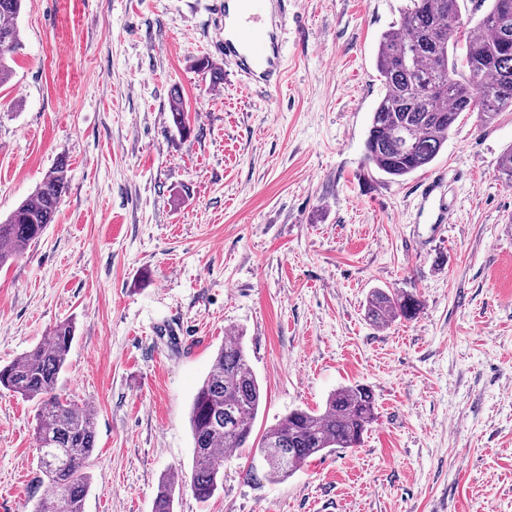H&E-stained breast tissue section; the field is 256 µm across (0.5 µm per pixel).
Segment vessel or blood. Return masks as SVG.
I'll use <instances>...</instances> for the list:
<instances>
[{"label": "vessel or blood", "instance_id": "1", "mask_svg": "<svg viewBox=\"0 0 512 512\" xmlns=\"http://www.w3.org/2000/svg\"><path fill=\"white\" fill-rule=\"evenodd\" d=\"M240 11H224L220 52L255 88H277L284 72L280 17L286 0H239Z\"/></svg>", "mask_w": 512, "mask_h": 512}]
</instances>
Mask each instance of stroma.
<instances>
[{
	"label": "stroma",
	"instance_id": "obj_1",
	"mask_svg": "<svg viewBox=\"0 0 512 512\" xmlns=\"http://www.w3.org/2000/svg\"><path fill=\"white\" fill-rule=\"evenodd\" d=\"M219 2L25 0L0 218L61 157L68 190L0 269V365L74 321L57 393L95 410L85 512H152L162 477L190 471V407L231 333L263 388L255 434L355 383L377 419L283 482L247 479L234 452L217 495L182 487L175 512H512V111L461 115L427 170L387 179L364 140L405 0H290L267 92L197 68L222 60ZM439 171L440 228L418 191ZM375 288L416 294L419 314L371 325ZM36 414L0 388V512H32Z\"/></svg>",
	"mask_w": 512,
	"mask_h": 512
}]
</instances>
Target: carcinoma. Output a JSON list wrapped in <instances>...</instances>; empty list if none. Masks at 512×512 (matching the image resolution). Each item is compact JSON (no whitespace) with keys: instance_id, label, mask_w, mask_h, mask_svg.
Returning <instances> with one entry per match:
<instances>
[{"instance_id":"carcinoma-1","label":"carcinoma","mask_w":512,"mask_h":512,"mask_svg":"<svg viewBox=\"0 0 512 512\" xmlns=\"http://www.w3.org/2000/svg\"><path fill=\"white\" fill-rule=\"evenodd\" d=\"M490 2L473 20L466 2ZM23 0H0V87L13 78L8 55L21 45L16 19ZM376 68L383 96L372 112L364 141L365 161L393 180L430 165L465 112L490 124L512 109V0H408L398 26L379 40ZM176 127L186 128L179 93L171 94ZM64 158L46 172L33 194L0 222V267L12 262L55 221L68 189ZM420 301L412 294L373 289L365 316L384 327L412 320ZM75 337L70 320L50 336L0 366V386L37 403L36 443L52 462L38 458L48 492L33 512H84L90 489L87 469L96 448L94 408L62 400L56 393ZM263 403V388L250 366L242 337L224 339L190 410L193 465L190 476L168 473L160 483L153 512H174L176 488L189 478L195 499L206 503L224 482V449L262 457L263 477L284 481L310 459L336 449L355 448L376 421L375 398L363 384L331 393L322 410L297 408L252 438Z\"/></svg>"}]
</instances>
